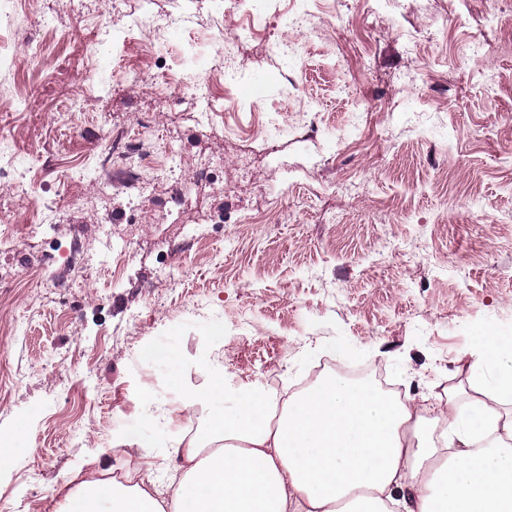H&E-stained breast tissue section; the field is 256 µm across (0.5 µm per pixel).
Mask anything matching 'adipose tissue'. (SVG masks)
Wrapping results in <instances>:
<instances>
[{
	"label": "adipose tissue",
	"instance_id": "1",
	"mask_svg": "<svg viewBox=\"0 0 512 512\" xmlns=\"http://www.w3.org/2000/svg\"><path fill=\"white\" fill-rule=\"evenodd\" d=\"M469 356L464 383L420 402L337 374L284 403L242 395L174 441L164 498L95 457L49 492L78 512H512V329Z\"/></svg>",
	"mask_w": 512,
	"mask_h": 512
}]
</instances>
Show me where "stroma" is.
Segmentation results:
<instances>
[{"mask_svg": "<svg viewBox=\"0 0 512 512\" xmlns=\"http://www.w3.org/2000/svg\"><path fill=\"white\" fill-rule=\"evenodd\" d=\"M161 22L134 33L160 61L145 79L123 76L100 46L103 28H127L141 0H23L0 66V101L17 93L27 111L0 112V145L11 148L40 188L5 190L0 220L19 235L0 249V437H25L30 453L0 472V512H56L53 482L74 479L98 456L138 463L139 476L167 492L174 409L186 392L207 397L223 384V404L265 390L278 372L307 381L325 355L340 367L383 370L415 400L464 380L465 352L489 326L512 328V0H320L313 33L286 18L280 0L266 33L239 44L244 78L224 82V62L195 69L189 51L207 52L218 28L243 20L218 13L224 0H150ZM181 27L163 24L175 7ZM290 38L300 61L272 55L267 38ZM497 55L474 68L473 41ZM371 67L362 70V54ZM183 94L176 128L179 171L194 204L178 220L145 205L127 224L122 199L104 204L93 175L75 179L78 138L129 122L127 100L149 101L158 148L172 129L164 105L175 80ZM219 85L254 112H223L202 129L192 84ZM361 138L333 152L336 135ZM255 159L253 187L230 193L236 158ZM223 158L222 179L200 173L203 156ZM361 184L360 197L332 182ZM314 192L335 214L318 223L299 210ZM63 215L48 237L22 233L43 193ZM232 207L237 223L211 224ZM130 244L116 264L102 225ZM79 230L93 265L53 287L43 258ZM177 262L175 282L147 287L161 264Z\"/></svg>", "mask_w": 512, "mask_h": 512, "instance_id": "1", "label": "stroma"}]
</instances>
